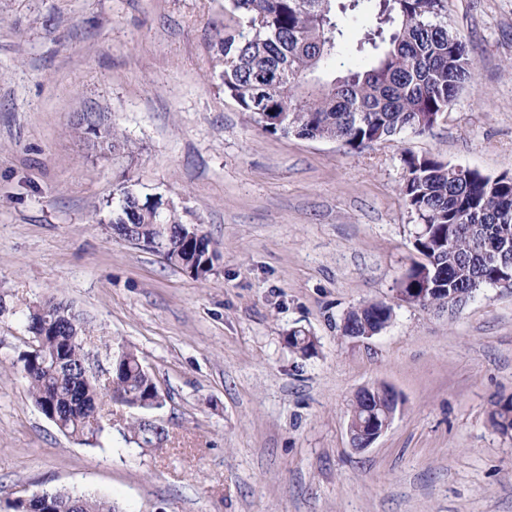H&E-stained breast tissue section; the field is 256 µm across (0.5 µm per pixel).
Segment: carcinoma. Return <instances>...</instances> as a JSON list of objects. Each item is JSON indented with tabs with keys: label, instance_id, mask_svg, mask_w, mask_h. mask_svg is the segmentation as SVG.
Here are the masks:
<instances>
[{
	"label": "carcinoma",
	"instance_id": "1",
	"mask_svg": "<svg viewBox=\"0 0 512 512\" xmlns=\"http://www.w3.org/2000/svg\"><path fill=\"white\" fill-rule=\"evenodd\" d=\"M361 0H231L236 34L224 38L222 81L229 95L264 131L308 139H333L350 149L389 140L404 132L423 134L452 104L458 89L474 75L465 37L449 24L444 0H375L374 22L359 51L371 49L354 70L329 78L342 34L328 29L336 9L355 11ZM86 131L109 141L112 149L127 147L114 126ZM400 195L406 207L426 225L413 242V261L399 287L412 294L423 270L437 269L439 292L432 303L443 306L454 294L474 285L499 284L504 276L477 245L508 244L512 261V177L491 181L476 170L459 175L456 167L434 156L403 158ZM159 198L141 197L126 189L112 211L113 229L124 239L142 238L162 245L166 260L182 269L197 258L185 239L189 225L174 209L163 221ZM454 224H476V235H452ZM467 260L469 276L457 277L454 260ZM503 284V283H501ZM512 289V281L503 284ZM390 318L380 302L347 313L343 335L376 330ZM48 324L36 348L20 357L31 397L57 429L90 443L105 431L104 398L129 410L128 429L144 446L160 448L164 429L152 434L137 413L161 407L151 403L153 379L137 352L121 345L115 352L109 380L90 374L86 326L73 309L50 301L26 315V328ZM288 346L307 355L314 337L302 330L288 335ZM57 365H52L53 359ZM489 422L502 435H512V397L492 403ZM35 508L43 512H121L113 502L75 491L44 492Z\"/></svg>",
	"mask_w": 512,
	"mask_h": 512
}]
</instances>
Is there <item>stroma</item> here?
<instances>
[{"label": "stroma", "instance_id": "obj_1", "mask_svg": "<svg viewBox=\"0 0 512 512\" xmlns=\"http://www.w3.org/2000/svg\"><path fill=\"white\" fill-rule=\"evenodd\" d=\"M476 68L424 134L358 150L266 133L224 92L230 0H0V512L17 490L79 491L121 512H512V289L455 314L399 301L417 254L403 158L512 175V0H445ZM331 69L358 66L370 15L337 14ZM117 126L112 151L77 123ZM201 225L223 257L196 279L113 237L123 189ZM84 318L91 368L135 349L165 404L162 448L63 435L20 371L28 308ZM393 308L368 339L345 314ZM296 329L317 340L301 355ZM384 383L386 432L351 448L349 405ZM489 422L502 435H512V397L500 398L492 403Z\"/></svg>", "mask_w": 512, "mask_h": 512}]
</instances>
